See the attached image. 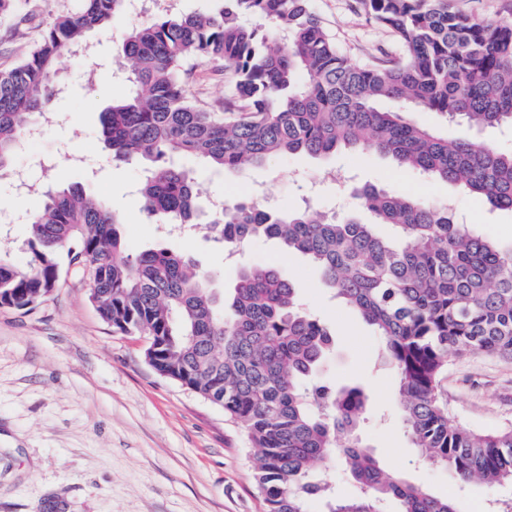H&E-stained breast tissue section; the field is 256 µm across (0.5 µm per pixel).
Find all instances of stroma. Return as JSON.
<instances>
[{
  "instance_id": "35a3bbf8",
  "label": "stroma",
  "mask_w": 512,
  "mask_h": 512,
  "mask_svg": "<svg viewBox=\"0 0 512 512\" xmlns=\"http://www.w3.org/2000/svg\"><path fill=\"white\" fill-rule=\"evenodd\" d=\"M79 0H18L0 19V69L20 62L40 26ZM312 8L353 62L393 59L398 43L365 20L357 0H312ZM125 13L110 30L92 34V59H66L68 96L54 101L55 121L38 143L22 144L17 165L40 158L62 185L81 184L122 222L130 254L159 244L191 257L215 288H233L240 262L273 265L291 279L304 306L335 334L320 378L363 386L368 402L362 432L388 467L459 512L512 497V484L459 488L447 471L425 465L398 414L396 374L377 338L322 284L303 256L287 254L272 239L244 244L228 258L206 229L173 238L150 223L137 192L141 169L112 161L100 138V114L125 95L106 68L127 27ZM205 192L230 199L254 194L273 209L312 205L339 218L357 207L348 186L367 183L451 203L460 223L498 244L512 245V211L415 172L379 155L345 151L325 158L293 155L245 176L197 169ZM450 419L476 431L512 425V360L474 354L451 359L441 381ZM256 458L245 430L222 408L160 376L145 358L141 337L115 332L89 299L81 269L62 266L59 286L30 311L0 307V512H266L255 482Z\"/></svg>"
}]
</instances>
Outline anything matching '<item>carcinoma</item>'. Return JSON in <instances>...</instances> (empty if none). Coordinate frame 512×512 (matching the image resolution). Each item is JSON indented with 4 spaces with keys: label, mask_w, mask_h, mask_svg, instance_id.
<instances>
[{
    "label": "carcinoma",
    "mask_w": 512,
    "mask_h": 512,
    "mask_svg": "<svg viewBox=\"0 0 512 512\" xmlns=\"http://www.w3.org/2000/svg\"><path fill=\"white\" fill-rule=\"evenodd\" d=\"M359 4L369 22L396 37L397 58L352 62L311 0H224L216 13L161 11L126 30L118 52L130 66L129 94L101 113L100 135L112 158L144 164L138 192L152 223L198 218L201 188L185 161L243 176L276 157L338 151L376 153L512 209V153L468 134L512 127V20L456 13L447 0ZM126 5L81 0L43 27L24 59L0 70V171L50 111L64 60ZM197 62L223 66V104L204 106L191 93L184 75ZM412 111L439 112L465 133L450 141L411 121ZM354 194L373 222L234 199L210 207V230L230 253L268 238L305 256L383 340L420 459L461 481L512 483V427L476 432L454 424L439 394L452 356L512 359V248L456 223L446 206L386 187ZM121 223L80 185L48 190L29 219V265L0 257V304L31 309L44 300L66 253L86 274L103 321L152 337L149 364L159 375L241 423L267 512H308L311 500L324 501V512H379L384 500L397 501L399 512H458L453 500L391 472L362 439V387L317 379L331 334L279 269L241 268L227 302L192 260L168 247L131 258ZM378 225L393 235L379 234ZM328 457L344 465L354 495L336 497L328 480L312 478L314 463Z\"/></svg>",
    "instance_id": "carcinoma-1"
}]
</instances>
